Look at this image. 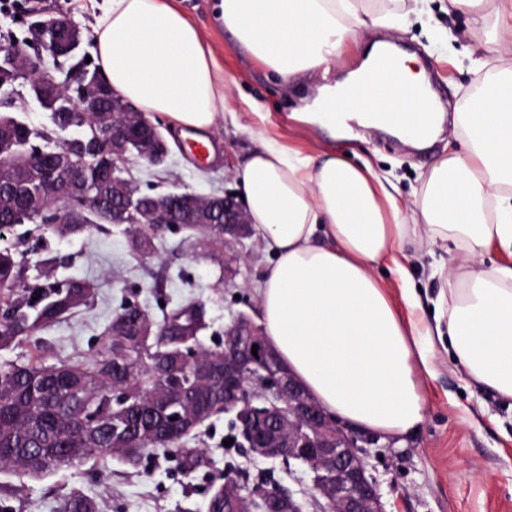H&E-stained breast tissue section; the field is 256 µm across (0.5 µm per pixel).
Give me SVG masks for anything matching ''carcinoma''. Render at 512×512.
Listing matches in <instances>:
<instances>
[{"mask_svg":"<svg viewBox=\"0 0 512 512\" xmlns=\"http://www.w3.org/2000/svg\"><path fill=\"white\" fill-rule=\"evenodd\" d=\"M12 23L20 26L23 37L9 30L3 35L0 59L23 51L41 36L32 29V18L25 6L13 5ZM36 95L29 77L19 73L17 81L0 88V144L16 148L11 162L0 168V194L13 199V207L0 209V229L15 224H31L30 233L50 231L60 238H71L107 225L124 227L132 251L141 256L155 253L163 234L176 229L200 231L217 250L213 260L224 264V225L198 224L193 214L176 210L172 224H130L127 216L112 210L121 186L112 180V153L95 142V131L112 126L121 116L119 95L112 87L100 89L103 111L82 114L66 112L55 102L48 109L51 129L32 127L11 110V98L18 92ZM72 128L83 131L82 138L65 134ZM67 148L75 154L96 149V156L65 177L48 182L33 173L29 159L50 158ZM66 204L84 215L86 224H60L57 206ZM96 285L75 277H59L51 261L31 263L23 253L0 249V351H8L33 340L82 306L92 304ZM125 322L118 334L107 323L98 348L85 362L59 360L47 364L39 358L24 362H0V469L17 471L39 479L83 463L89 459H116L138 467L143 458L163 447L180 449L184 462H197L194 449L185 447L187 437L172 434L156 444L147 430L158 415L151 409L155 395L170 387L179 361L182 369L191 348L200 355L217 353L204 349L199 333L207 328L204 305H178L154 317L136 302H125L121 309ZM125 415V427L140 437L138 455L129 459L110 451L112 424L93 431L87 421L93 414ZM58 512H99L97 502L78 490L65 495Z\"/></svg>","mask_w":512,"mask_h":512,"instance_id":"cac0c4a2","label":"carcinoma"}]
</instances>
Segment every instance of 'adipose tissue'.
I'll use <instances>...</instances> for the list:
<instances>
[{"instance_id":"adipose-tissue-1","label":"adipose tissue","mask_w":512,"mask_h":512,"mask_svg":"<svg viewBox=\"0 0 512 512\" xmlns=\"http://www.w3.org/2000/svg\"><path fill=\"white\" fill-rule=\"evenodd\" d=\"M448 0L512 55V0ZM360 0H219L224 26L251 55L292 83L335 64L373 29L399 30L405 14L360 10ZM94 55L113 90L145 116L213 131L230 104L224 66L202 30L166 0H103ZM383 61L405 88L389 90ZM415 58L374 39L357 68L321 86L298 120L343 130V116L424 146L447 133L443 154L421 177L413 205L367 164L330 151L301 154L264 137L236 172L254 234L275 259L259 289L266 335L280 359L331 416L400 436L424 420L418 375L435 343L482 388L512 400V68L496 71L464 112L446 115ZM449 250L435 265L443 283L435 326L415 315L408 242ZM388 263L399 292L376 276Z\"/></svg>"}]
</instances>
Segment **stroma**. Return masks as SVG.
<instances>
[{
	"label": "stroma",
	"mask_w": 512,
	"mask_h": 512,
	"mask_svg": "<svg viewBox=\"0 0 512 512\" xmlns=\"http://www.w3.org/2000/svg\"><path fill=\"white\" fill-rule=\"evenodd\" d=\"M176 3L221 57L239 120L219 123L213 130L215 153L205 160L190 152L185 137L170 124H163L170 148L165 165L134 159L127 165L128 177L157 193L175 189L233 192L236 170L269 132L306 154L332 149L348 155L351 162H370L375 171L388 175L405 202H412L420 173L441 158L440 146L417 150L389 133L373 130L361 139L335 138L292 117L316 86L334 83L357 66V47H348L339 66L329 72L287 85L239 47L218 18L217 0ZM396 41L421 55L436 78L438 94L452 111H463L472 99V88L481 80L471 67V53L486 41L482 31L470 27L467 14L450 9L448 0H429L424 12L397 33ZM252 101L261 108V115L249 109ZM5 247L26 252L33 260L55 258L59 275L90 279L98 286L92 307L79 309L42 333L37 344L0 352V361L20 362L37 347L49 364L86 359L104 326L128 299L157 316L181 304L202 303L208 327L200 333V342L208 348L223 347L224 328L234 317L243 313L260 321L257 287L272 260L265 241L249 236L237 246L243 259L228 279L223 268L207 258L201 240L188 245L181 235L169 233L154 255L139 257L131 252L126 234L115 226L67 239L48 231L36 238L21 224L0 233V249ZM405 253L424 317L433 321L442 283L431 271L448 255L441 249L430 254L414 244ZM435 369V375L421 377L425 418L417 431L364 451L389 512H512V403L472 383L454 366L447 348H438ZM227 421V416L220 415L200 429L193 446L207 464L195 472H185L179 457L160 454L149 455L135 469L114 460L105 464L90 460L41 479L4 471L0 472V507L8 512H55L61 498L78 490L94 498L100 512H207L210 491L225 476L251 485L287 488L303 477L300 467L287 470L227 445Z\"/></svg>",
	"instance_id": "obj_1"
}]
</instances>
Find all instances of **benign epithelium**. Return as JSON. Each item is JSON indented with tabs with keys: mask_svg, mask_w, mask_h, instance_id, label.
I'll use <instances>...</instances> for the list:
<instances>
[{
	"mask_svg": "<svg viewBox=\"0 0 512 512\" xmlns=\"http://www.w3.org/2000/svg\"><path fill=\"white\" fill-rule=\"evenodd\" d=\"M41 34L66 30L69 49L78 45L80 29L64 12L41 2L33 13ZM53 51H40L34 80L46 87L56 86L57 66ZM69 112H98L99 95L94 86L84 88L83 98L67 107ZM136 122L112 125V171L126 172L127 163L142 159L159 163L168 155L160 131L131 105L123 106ZM127 186L121 209L139 222L147 214L151 224H168L171 209L165 202L143 209V200ZM250 234V224L238 197L224 194V264L239 259L235 246ZM258 346L252 354V346ZM195 382L208 388L216 400H224V413L232 415L242 444L255 457L272 461L288 457L306 467L312 497L330 504L332 512H387L378 481L367 468L362 448L379 439L350 428L333 418L310 396L303 385L277 358L264 329L243 314L224 327V351L208 361ZM236 512H251V494L241 487H226Z\"/></svg>",
	"mask_w": 512,
	"mask_h": 512,
	"instance_id": "7a95c632",
	"label": "benign epithelium"
}]
</instances>
